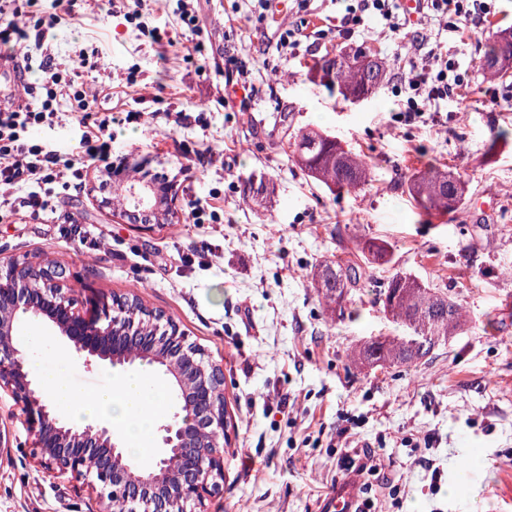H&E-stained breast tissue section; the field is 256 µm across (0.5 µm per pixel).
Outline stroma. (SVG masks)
<instances>
[{
  "instance_id": "stroma-1",
  "label": "stroma",
  "mask_w": 512,
  "mask_h": 512,
  "mask_svg": "<svg viewBox=\"0 0 512 512\" xmlns=\"http://www.w3.org/2000/svg\"><path fill=\"white\" fill-rule=\"evenodd\" d=\"M186 3L196 27L181 21L177 0H129L137 25L112 0H34L32 22L54 17L56 60L96 100L76 119L62 102L54 125L31 130L84 185L55 187L48 220L0 212V248L63 264L82 309L136 291L223 365L230 452L207 512H322L338 477L328 443L353 416L355 442L392 451L369 479L375 512H512V313L502 311L512 297V75L491 79L481 67L486 45L512 28V0H494L479 28L448 36L468 83L411 122L394 76L434 47L437 24L421 25L415 47L369 18L339 27L336 0ZM32 22L19 52L34 49ZM289 30L295 39L282 44ZM360 46L390 68L367 98L314 80L316 62ZM105 118L112 158L169 174L177 223L137 230L99 207L106 163L80 139ZM290 128L336 135L370 165L369 184L330 193L280 150ZM443 166L463 175L464 203L425 213L407 180ZM193 202L216 207L218 220L193 223ZM363 235L389 243L392 262L358 286V318L331 319L311 273L350 258ZM398 271L443 289L465 329L408 365L353 364L352 346L395 331L376 299ZM65 374L89 392L111 388L117 371L76 355ZM0 428L12 445L0 456V512H97L85 481L37 467L34 437L4 390ZM407 436L418 447L401 446Z\"/></svg>"
}]
</instances>
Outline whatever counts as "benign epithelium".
<instances>
[{
    "label": "benign epithelium",
    "mask_w": 512,
    "mask_h": 512,
    "mask_svg": "<svg viewBox=\"0 0 512 512\" xmlns=\"http://www.w3.org/2000/svg\"><path fill=\"white\" fill-rule=\"evenodd\" d=\"M67 271L48 260L4 256L0 249V389L18 402L34 432L37 465L82 478L100 488L99 512H207L206 500L224 477V368L188 340L172 317L152 312L157 331L147 336L135 317L122 319L112 332L117 306L94 301L82 311L65 292ZM48 322L85 361L122 366L138 359L164 368L176 411L161 423L162 448L148 467L125 457L121 437L107 424H66L39 395L26 351L16 340L18 314ZM180 466L168 467L170 457Z\"/></svg>",
    "instance_id": "1"
}]
</instances>
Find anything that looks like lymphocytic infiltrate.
I'll use <instances>...</instances> for the list:
<instances>
[{
	"mask_svg": "<svg viewBox=\"0 0 512 512\" xmlns=\"http://www.w3.org/2000/svg\"><path fill=\"white\" fill-rule=\"evenodd\" d=\"M430 10L444 28L464 33L491 12L489 0H428ZM35 47L39 58L24 56L25 64H37L38 77L24 87L27 103L17 110L0 111V209L40 217L49 207L35 187L39 184L72 183L58 167V160L48 147L29 138L30 129L57 119V106L68 100L74 111H85L89 99L68 69L56 63L44 32H36ZM400 84L408 91V119L421 118L428 106L452 102L465 84V73L447 49H430L424 62L401 75Z\"/></svg>",
	"mask_w": 512,
	"mask_h": 512,
	"instance_id": "1",
	"label": "lymphocytic infiltrate"
}]
</instances>
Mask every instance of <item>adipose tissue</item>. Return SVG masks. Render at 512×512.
Wrapping results in <instances>:
<instances>
[{
  "mask_svg": "<svg viewBox=\"0 0 512 512\" xmlns=\"http://www.w3.org/2000/svg\"><path fill=\"white\" fill-rule=\"evenodd\" d=\"M43 393L70 421L84 424L109 419L121 433L129 455L145 461L152 457L151 430L168 403V386L144 372L119 377L111 389L86 392L70 384L61 374H41Z\"/></svg>",
  "mask_w": 512,
  "mask_h": 512,
  "instance_id": "1",
  "label": "adipose tissue"
}]
</instances>
